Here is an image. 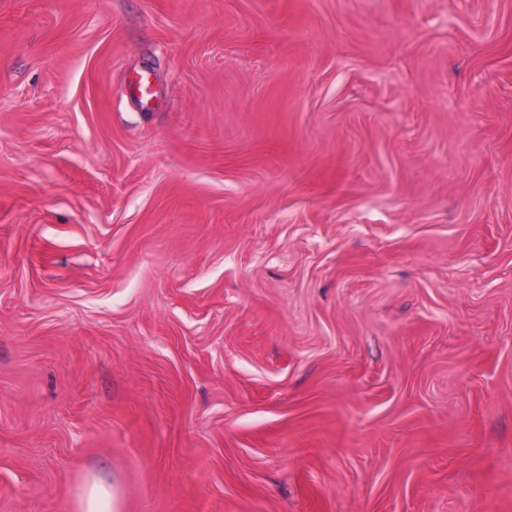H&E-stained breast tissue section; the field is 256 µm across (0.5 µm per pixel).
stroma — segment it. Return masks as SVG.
I'll list each match as a JSON object with an SVG mask.
<instances>
[{
    "instance_id": "stroma-1",
    "label": "stroma",
    "mask_w": 512,
    "mask_h": 512,
    "mask_svg": "<svg viewBox=\"0 0 512 512\" xmlns=\"http://www.w3.org/2000/svg\"><path fill=\"white\" fill-rule=\"evenodd\" d=\"M512 512V0H0V512ZM117 512L114 492L104 484L91 481L83 489L79 512Z\"/></svg>"
}]
</instances>
